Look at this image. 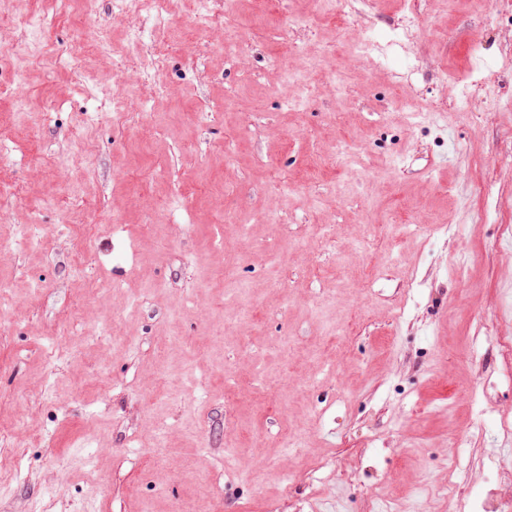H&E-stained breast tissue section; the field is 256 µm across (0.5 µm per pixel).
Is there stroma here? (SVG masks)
<instances>
[{
    "instance_id": "35a3bbf8",
    "label": "stroma",
    "mask_w": 512,
    "mask_h": 512,
    "mask_svg": "<svg viewBox=\"0 0 512 512\" xmlns=\"http://www.w3.org/2000/svg\"><path fill=\"white\" fill-rule=\"evenodd\" d=\"M352 10L236 0L124 69L145 16L0 0L41 19L0 28V512H485L512 480V15Z\"/></svg>"
}]
</instances>
